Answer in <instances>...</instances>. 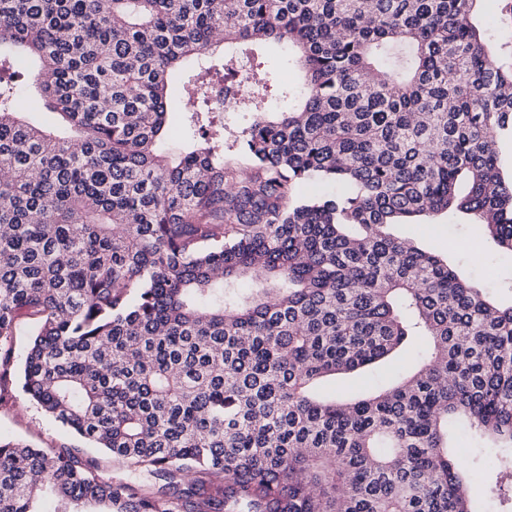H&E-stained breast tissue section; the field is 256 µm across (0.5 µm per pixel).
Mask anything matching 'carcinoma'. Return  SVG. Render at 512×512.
<instances>
[{"label": "carcinoma", "instance_id": "obj_1", "mask_svg": "<svg viewBox=\"0 0 512 512\" xmlns=\"http://www.w3.org/2000/svg\"><path fill=\"white\" fill-rule=\"evenodd\" d=\"M479 2L0 0V373L29 326L26 400L154 479L0 438V512H473L486 469L512 500V305L387 232L459 212L512 252V40ZM218 34L303 73L270 120L251 71L246 164L214 122ZM28 57L69 134L24 120ZM186 60L211 142L170 158ZM409 348L393 386L313 390ZM462 431L495 459L463 464Z\"/></svg>", "mask_w": 512, "mask_h": 512}]
</instances>
